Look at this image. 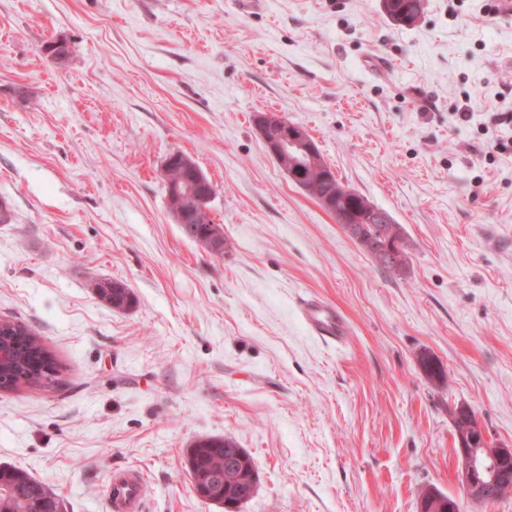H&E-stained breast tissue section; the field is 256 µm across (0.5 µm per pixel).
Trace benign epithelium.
<instances>
[{"mask_svg": "<svg viewBox=\"0 0 512 512\" xmlns=\"http://www.w3.org/2000/svg\"><path fill=\"white\" fill-rule=\"evenodd\" d=\"M269 153L291 178L303 179L305 169L320 161L317 146L307 131L294 126L282 118L261 113L254 118ZM182 169L185 178L181 184H167L169 213L176 224L192 223L197 213L207 211V204L215 193L213 183L207 180L197 164L188 155L172 152L165 161L164 175H169L172 165ZM389 222L384 212L364 198H359L358 210L340 213L341 222L352 237H357L359 224L364 218ZM209 250L217 255L224 253V227L211 226L207 238ZM367 253L375 260L384 256L387 260L401 264L404 256L397 246L389 243ZM458 477L468 497L480 504L487 502L486 488L490 484L505 483L512 479V447L489 443L483 427L475 426V432L458 435Z\"/></svg>", "mask_w": 512, "mask_h": 512, "instance_id": "benign-epithelium-1", "label": "benign epithelium"}]
</instances>
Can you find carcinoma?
<instances>
[{
    "mask_svg": "<svg viewBox=\"0 0 512 512\" xmlns=\"http://www.w3.org/2000/svg\"><path fill=\"white\" fill-rule=\"evenodd\" d=\"M383 10L389 19L405 27H412L419 20L424 7L422 0H383ZM307 183L313 189V198L336 196L340 182L333 172L319 168L307 175ZM208 217L199 215V223L182 224V234L198 244H205L210 230ZM365 241L379 246L388 241L404 244L402 227L399 224L367 223L359 225ZM99 299L116 310H126L133 303L129 288H115L97 292ZM0 345L9 353L10 359L0 365V379L10 388L32 387L52 380L58 372L54 354L44 345L41 336L23 323L0 319ZM426 375L441 385L448 382L445 371L435 366V360L421 358ZM237 442L231 437H207L195 442L187 453V466L196 480V490L201 494L218 495L223 486L213 482V476L224 471V460L236 455ZM0 512H63L58 495L46 484L33 478L27 471L0 465Z\"/></svg>",
    "mask_w": 512,
    "mask_h": 512,
    "instance_id": "cac0c4a2",
    "label": "carcinoma"
}]
</instances>
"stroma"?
<instances>
[{
	"mask_svg": "<svg viewBox=\"0 0 512 512\" xmlns=\"http://www.w3.org/2000/svg\"><path fill=\"white\" fill-rule=\"evenodd\" d=\"M504 112L507 0H424L410 28L382 0H0V317L59 363L52 383L0 389V465L65 512H112L125 468L142 512H223L186 456L229 436L258 474L239 512H417L426 486L460 512H512L468 498L448 412L471 406L512 446ZM260 113L305 129L402 225V277L292 182ZM175 151L215 186L223 255L172 220ZM104 280L129 309L99 300ZM303 298L342 314L343 344L309 332ZM112 282H116L120 285L125 286L126 288H115L118 286L115 283H113V292L112 288H109L107 291L100 290L99 292L96 293V295L99 297L101 301L107 303L113 309H128L134 300L132 292L123 282L111 281V283Z\"/></svg>",
	"mask_w": 512,
	"mask_h": 512,
	"instance_id": "35a3bbf8",
	"label": "stroma"
}]
</instances>
